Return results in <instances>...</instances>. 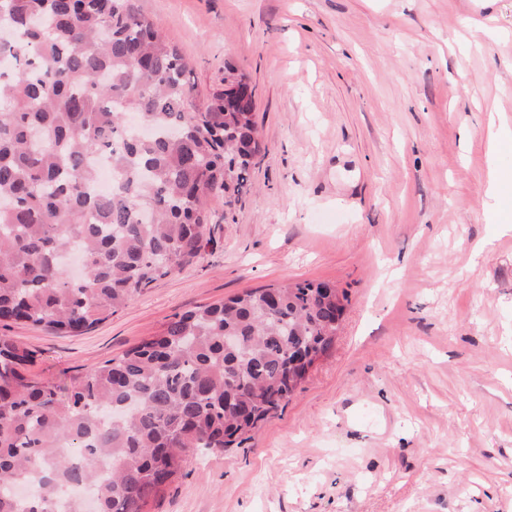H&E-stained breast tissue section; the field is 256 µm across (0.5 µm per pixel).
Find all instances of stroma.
Segmentation results:
<instances>
[{
	"label": "stroma",
	"instance_id": "1",
	"mask_svg": "<svg viewBox=\"0 0 512 512\" xmlns=\"http://www.w3.org/2000/svg\"><path fill=\"white\" fill-rule=\"evenodd\" d=\"M262 151L201 258L94 330L0 327L56 383L248 289L328 281L334 345L148 512H512V0H140ZM502 132L498 150L490 135Z\"/></svg>",
	"mask_w": 512,
	"mask_h": 512
}]
</instances>
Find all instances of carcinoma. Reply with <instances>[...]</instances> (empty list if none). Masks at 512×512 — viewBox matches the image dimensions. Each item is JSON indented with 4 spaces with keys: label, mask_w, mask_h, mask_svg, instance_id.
<instances>
[{
    "label": "carcinoma",
    "mask_w": 512,
    "mask_h": 512,
    "mask_svg": "<svg viewBox=\"0 0 512 512\" xmlns=\"http://www.w3.org/2000/svg\"><path fill=\"white\" fill-rule=\"evenodd\" d=\"M0 52V324L85 334L200 258L213 199L249 189L254 107L224 91L196 107L139 0H0ZM75 241L80 278L62 261ZM343 314L327 282L247 290L64 386L26 376L31 353L0 336V512H57L64 486L90 487L97 512H145L186 449L230 448L284 406ZM29 480L20 511L11 489Z\"/></svg>",
    "instance_id": "carcinoma-1"
}]
</instances>
